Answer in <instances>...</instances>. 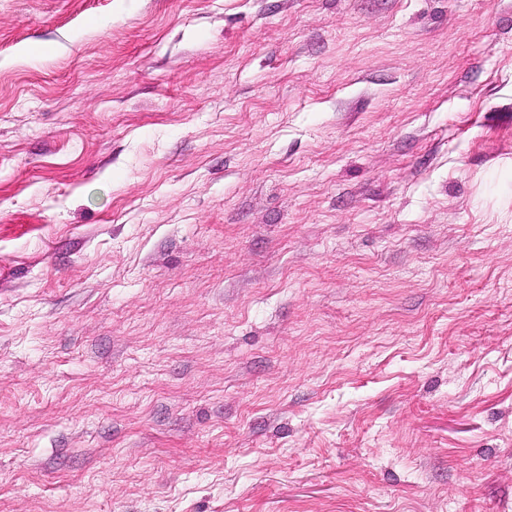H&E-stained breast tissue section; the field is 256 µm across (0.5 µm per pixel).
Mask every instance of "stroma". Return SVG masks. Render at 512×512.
<instances>
[{"label": "stroma", "mask_w": 512, "mask_h": 512, "mask_svg": "<svg viewBox=\"0 0 512 512\" xmlns=\"http://www.w3.org/2000/svg\"><path fill=\"white\" fill-rule=\"evenodd\" d=\"M0 512H512V0H0Z\"/></svg>", "instance_id": "stroma-1"}]
</instances>
